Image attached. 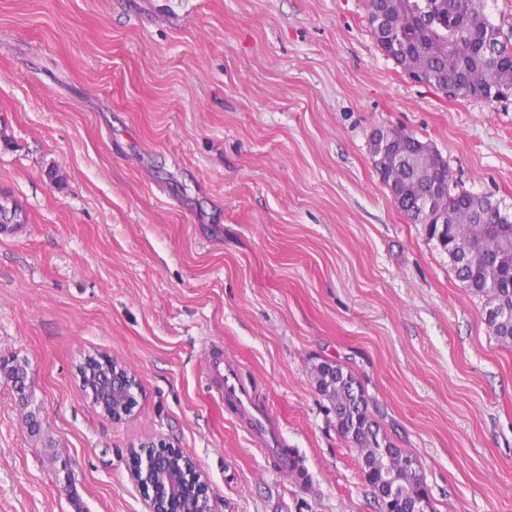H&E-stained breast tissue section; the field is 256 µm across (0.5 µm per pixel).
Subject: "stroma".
<instances>
[{"label": "stroma", "instance_id": "stroma-1", "mask_svg": "<svg viewBox=\"0 0 512 512\" xmlns=\"http://www.w3.org/2000/svg\"><path fill=\"white\" fill-rule=\"evenodd\" d=\"M431 143L458 189L512 205V98L413 81L367 0H0V357L26 362L43 436L0 373V512H146L149 437L217 512H379L315 389L334 360L435 512H512V346L395 206L378 130ZM125 364L133 416L75 376ZM283 423L297 481L217 398L214 357Z\"/></svg>", "mask_w": 512, "mask_h": 512}]
</instances>
